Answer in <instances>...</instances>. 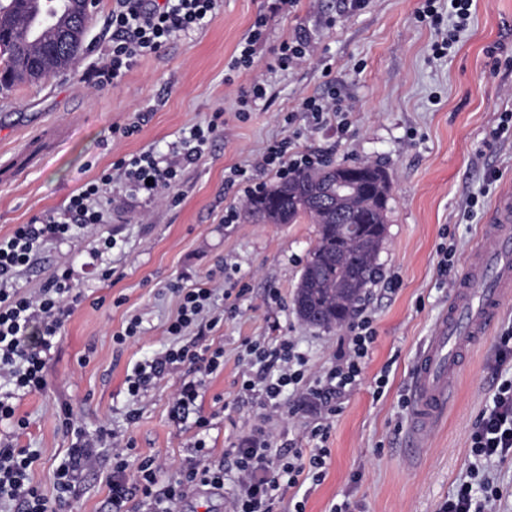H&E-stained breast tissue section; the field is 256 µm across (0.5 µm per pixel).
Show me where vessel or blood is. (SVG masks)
Instances as JSON below:
<instances>
[{"label":"vessel or blood","instance_id":"1","mask_svg":"<svg viewBox=\"0 0 512 512\" xmlns=\"http://www.w3.org/2000/svg\"><path fill=\"white\" fill-rule=\"evenodd\" d=\"M484 234L493 250L474 253L459 279L448 313L420 353L409 434L420 437L445 414L462 355L512 303V195L500 196Z\"/></svg>","mask_w":512,"mask_h":512}]
</instances>
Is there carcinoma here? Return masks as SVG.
Listing matches in <instances>:
<instances>
[{
  "label": "carcinoma",
  "mask_w": 512,
  "mask_h": 512,
  "mask_svg": "<svg viewBox=\"0 0 512 512\" xmlns=\"http://www.w3.org/2000/svg\"><path fill=\"white\" fill-rule=\"evenodd\" d=\"M39 2L0 4L3 88L63 71L82 46L89 23L83 0H63L62 17L34 34ZM391 200L385 167L366 162L298 171L246 200L245 213L264 224H294L306 217L317 225L294 294L303 323L332 329L351 320L374 282Z\"/></svg>",
  "instance_id": "cac0c4a2"
}]
</instances>
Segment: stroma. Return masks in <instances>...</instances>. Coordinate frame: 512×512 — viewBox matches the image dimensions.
I'll return each instance as SVG.
<instances>
[{
  "label": "stroma",
  "instance_id": "obj_1",
  "mask_svg": "<svg viewBox=\"0 0 512 512\" xmlns=\"http://www.w3.org/2000/svg\"><path fill=\"white\" fill-rule=\"evenodd\" d=\"M216 0L204 28L138 58L121 81L101 87L94 71L112 43L116 0H97L83 49L67 71L39 83L0 89V237L42 212L63 208L76 190L111 170L115 161L171 143L206 127L221 113L224 132L179 175L180 203L126 194L113 180L121 204L107 206L99 233L81 230L70 241L47 243L37 265L19 281L22 290L44 285L59 267L70 268L85 298L65 321L46 367L48 387L21 398L17 417L27 428L0 425V440L35 450L32 485L54 496L56 468L73 439L57 412L70 405L86 433L102 426L133 439L137 454L159 456L177 467L193 441L178 428L170 406L182 378L175 372L142 398L140 416L128 423L125 379L137 363L171 343L167 326L177 313L176 286L208 276L225 288H246L242 298L216 295L224 320L204 342L223 347L224 367L207 379L198 404L211 420L208 461L244 436L259 416L271 417L274 446L306 448L315 413L268 412L241 390L248 356L244 340H293L311 377L334 365L347 327L303 324L293 296L316 239L308 220L262 224L224 221L245 197L231 173L253 170L268 147L289 141L291 150L322 153L333 164L374 162L389 175L393 200L378 257L385 278L367 288L362 304L373 319L375 340L360 377L345 393L327 442L330 456L321 481L288 489L278 512H440L462 483L502 491L494 512H512V457L478 467L471 432L492 403L512 364L497 361L499 336L512 331V306L462 361L448 412L418 444L407 426L418 354L448 311L464 263L489 247L482 230L501 193L512 192V131L495 136L512 113V0H472L467 29L453 52L435 56L434 42L448 32L419 21L423 0ZM265 38L249 68L231 69L240 41L256 20ZM305 30L313 50L294 68L277 65L280 45ZM263 98H243L253 84ZM336 96L348 128L312 126L300 106L308 98ZM140 129L124 135L132 122ZM495 182H487L488 173ZM476 207H469L470 198ZM112 235L110 255L95 260L97 234ZM451 271L441 275L440 250ZM112 269L100 279L98 265ZM139 316V336L118 344L114 334ZM112 451L101 449L94 470L77 478V491L61 512H108Z\"/></svg>",
  "mask_w": 512,
  "mask_h": 512
}]
</instances>
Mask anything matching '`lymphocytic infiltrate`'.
Returning <instances> with one entry per match:
<instances>
[{
    "label": "lymphocytic infiltrate",
    "instance_id": "f902f5d3",
    "mask_svg": "<svg viewBox=\"0 0 512 512\" xmlns=\"http://www.w3.org/2000/svg\"><path fill=\"white\" fill-rule=\"evenodd\" d=\"M216 0H118L112 12V46L98 69L99 85L120 80L140 57L158 52L171 39L205 27L213 18ZM224 131L222 121L211 119L206 130L171 144L168 153L151 150L115 162L126 191L155 196L176 193L180 166L198 160L209 140ZM112 191L111 174L85 184L72 195L63 210H50L17 225L13 233L0 238V422L21 428L25 419L16 415V399L44 391L45 370L58 333L70 313L84 299L72 282L70 270L56 271L34 292L21 291L20 277L34 264L41 247L50 241L70 238L75 230L104 223V198ZM216 287L197 286L181 291L176 317L167 327L178 345L137 364L129 375L127 392L140 398L154 381L188 367L174 397L176 423H191L197 438L181 462L175 478L161 483L159 473L166 465L159 457L134 458L133 441L117 439L109 429L97 437L84 434L70 410H63L62 424L77 442L56 469L57 494L47 498L30 484L28 469L35 457L27 448H0V504H12L18 512H57L69 497L76 476L96 462L102 445L113 450L110 512H130L138 502L144 512H178L182 500L200 486L235 488L234 512H275L289 488L302 476L321 480L330 454L326 442L337 413L336 402L352 387L361 364L374 341L372 319L358 316L349 324V340L337 362L312 385H304V357L294 341L281 338L275 344L245 341L249 370L242 375V391L255 392L263 406L275 409L284 392L293 396L290 413L315 410L324 415L308 431L313 446L309 451L292 448L274 451L268 416H260L248 435L224 451V463L207 464L209 450L205 436L209 417L197 413L196 401L209 375L224 364L223 348L205 346V327L216 326L213 311ZM476 460L490 465L512 455V378L503 381L493 404L480 414L472 433Z\"/></svg>",
    "mask_w": 512,
    "mask_h": 512
}]
</instances>
